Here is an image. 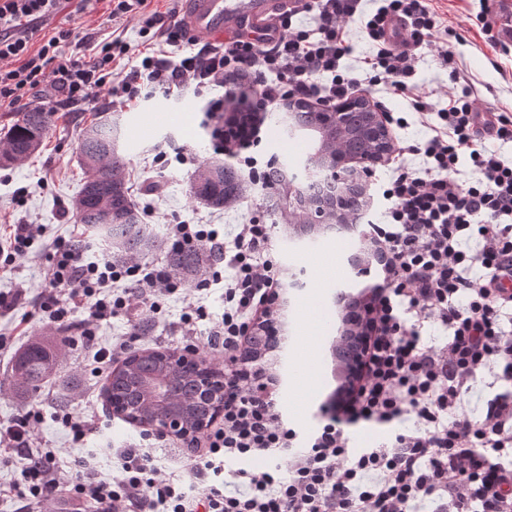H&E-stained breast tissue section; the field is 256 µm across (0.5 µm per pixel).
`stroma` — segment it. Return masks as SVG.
<instances>
[{
    "label": "stroma",
    "instance_id": "35a3bbf8",
    "mask_svg": "<svg viewBox=\"0 0 512 512\" xmlns=\"http://www.w3.org/2000/svg\"><path fill=\"white\" fill-rule=\"evenodd\" d=\"M434 7L448 24L449 53L478 92V107L512 113V52L491 44L482 31L486 20L493 22L495 28L511 31L512 5L507 0H435ZM417 55L414 83L429 92L430 103L445 101L456 90L447 70L440 66L433 49L420 48ZM224 94L221 86L211 87L200 95L190 88L143 92L137 102L123 107L121 153L128 162L131 192L161 234H168L170 223L177 221L230 226L259 213L271 224L273 248L289 277L298 279L300 286L289 294L287 329L293 340L284 350L270 352L267 361L284 376V389L277 399L285 417L305 435L317 427L320 405L333 385L330 365L318 360L317 339L336 333L335 320L317 324L310 321L309 313L316 307L335 310L334 295L350 274L347 257L353 244L345 236L323 239L313 246L290 240L284 214L272 210L264 188L258 184L252 185L240 203L227 211L212 210L191 199L192 175L198 166L217 155L218 123L211 116V107ZM366 99L375 112L406 119L407 126L400 131L404 139L419 141L427 137L428 130L414 114L409 98L390 94L379 84L370 86ZM111 107L103 96L95 107L67 110L65 119L48 134L39 152L23 164L0 167V225L23 218L44 228L42 237L33 245L35 259L19 260L11 268L0 269V293L19 297L13 312L0 313V333L10 337L7 348L0 350V379L8 375L16 352L27 340L45 335L57 341L62 336L58 327L36 319L20 337H13L12 332L29 311L30 300L46 276L47 244L68 236L73 229L72 200L82 184L77 161L82 129L94 112ZM158 109L169 112L166 126H158L153 120ZM313 146L310 136H289L281 126L273 124L266 128L253 153L259 161L271 159L299 174ZM192 299V290H185L167 299L164 315L156 317L143 308L134 315L102 325L99 335L106 341L131 332L141 323L148 327L143 348L179 347L183 339L181 318ZM64 350V364L39 395L44 419L37 437L64 461L99 449V473L102 478L111 479L116 468L110 449L133 447L140 428L108 413L101 395L102 383L86 374L82 351L69 344ZM57 395L68 398V412L96 413L104 418V426L84 443H72L57 420L62 410L53 402Z\"/></svg>",
    "mask_w": 512,
    "mask_h": 512
}]
</instances>
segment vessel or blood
<instances>
[{"mask_svg":"<svg viewBox=\"0 0 512 512\" xmlns=\"http://www.w3.org/2000/svg\"><path fill=\"white\" fill-rule=\"evenodd\" d=\"M302 7V0H180L178 16L200 41L269 45L280 38V19Z\"/></svg>","mask_w":512,"mask_h":512,"instance_id":"obj_1","label":"vessel or blood"}]
</instances>
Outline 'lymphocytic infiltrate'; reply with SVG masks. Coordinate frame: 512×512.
<instances>
[{"label": "lymphocytic infiltrate", "mask_w": 512, "mask_h": 512, "mask_svg": "<svg viewBox=\"0 0 512 512\" xmlns=\"http://www.w3.org/2000/svg\"><path fill=\"white\" fill-rule=\"evenodd\" d=\"M87 2L0 0V106L12 110L43 96L47 81L60 105L77 109L100 91L121 105L139 98L146 85L168 89L190 82L206 89L250 80L258 93L248 119L225 126L218 149L259 182L266 170L250 149L269 108L294 98L332 112L363 92L361 80L341 68L350 53L346 25L358 17L376 46L365 59L374 81L412 97L430 134L415 144L397 140L391 148L383 221L370 227L385 261L367 370L348 401H326L318 427L304 438L276 399L241 376L240 352L252 325L287 278L263 217H251L225 236L204 224L172 225L173 247L205 249L231 269L227 277L219 267L211 269L195 285L196 299L182 317L185 348L224 359L219 423L202 434L201 451H179L178 475H162L156 451L166 442L145 434L140 447L113 450L117 470L106 481L93 455L65 467L37 442L43 413L32 402L0 424V447L26 461L20 484L8 488L22 512L59 495L64 512H84L90 502L98 512H422L429 503L435 512H512V398L495 396L477 410L469 400L471 382L483 370L512 380V329L502 314L512 306L505 287L512 282V162L487 146L491 140L512 142V115H482L469 78L441 46L437 59L460 92L433 110L412 84L418 49L431 45L442 26L433 0H382L366 17L361 0H314L315 32L287 26L269 46L207 45L177 62L167 59L168 46L183 35L177 21L151 9L152 0H105L107 22L135 16L150 35L139 66L125 74L116 67L129 47L117 36L81 37L62 27L32 48L30 30L59 14L75 18ZM395 19L404 23L398 41L388 37ZM323 74L329 83H316ZM413 156L419 166L410 165ZM464 156L471 162L466 179L459 176ZM42 234V225L26 220L6 225L0 260L9 266L28 257ZM86 251L77 230L54 241L32 308L49 323L75 327L72 342L84 349L89 375L99 379L142 336L133 332L103 346L98 327L140 307L160 314L183 283L162 263H117L106 252L90 261ZM219 283L224 313L202 341L195 324L205 318L203 300ZM77 312L81 320L70 323ZM427 326L441 332L440 343L425 342ZM360 422H397L401 428L388 441L358 451L345 428ZM230 461L240 462V469L225 471Z\"/></svg>", "instance_id": "obj_1"}]
</instances>
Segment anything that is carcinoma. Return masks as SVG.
<instances>
[{"label": "carcinoma", "mask_w": 512, "mask_h": 512, "mask_svg": "<svg viewBox=\"0 0 512 512\" xmlns=\"http://www.w3.org/2000/svg\"><path fill=\"white\" fill-rule=\"evenodd\" d=\"M286 109L289 130L316 134L321 125L319 110L300 103L288 104ZM344 111L357 114V121L351 125L350 141L363 156L367 143L361 129L371 124V111L359 102L346 103ZM121 117L120 112H97L82 132L78 163L84 171V182L72 202L75 223L105 238L112 248V259L117 262L160 251L166 254L168 266L178 278L185 283L196 282L213 256L202 248L172 247L145 221L129 193L128 164L119 152ZM59 119L58 113L43 108L18 113L0 143V165L27 160L40 149ZM307 171L303 191L310 196L325 192L330 179L318 168L311 166ZM246 191L237 170L220 159L200 165L189 189L195 201L215 210L234 207ZM61 364V347L38 339L17 356L9 384L35 393L57 374ZM199 387L197 374L171 370L162 362L159 350L144 349L129 354L119 367L111 370L104 392L110 403L129 407L126 416L136 419L141 426L149 424L155 416L169 414L211 422L224 407V394L217 385L208 392Z\"/></svg>", "instance_id": "cac0c4a2"}]
</instances>
